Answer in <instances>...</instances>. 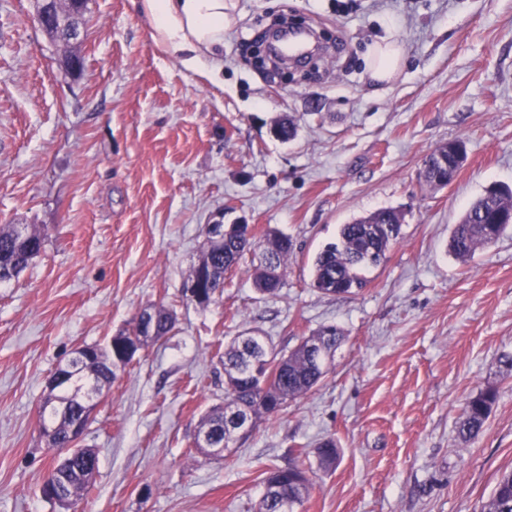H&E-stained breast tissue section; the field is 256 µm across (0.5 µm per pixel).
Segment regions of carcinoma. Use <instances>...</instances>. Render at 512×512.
I'll return each instance as SVG.
<instances>
[{
    "label": "carcinoma",
    "mask_w": 512,
    "mask_h": 512,
    "mask_svg": "<svg viewBox=\"0 0 512 512\" xmlns=\"http://www.w3.org/2000/svg\"><path fill=\"white\" fill-rule=\"evenodd\" d=\"M73 0H55L50 4L56 23H64L73 15L85 17L89 11V0H82L78 11L72 10ZM512 211V188L496 187L493 191L474 201L465 211L459 224L455 225L448 240V253L458 260L471 257L481 247L496 243L511 224L500 223V217ZM402 214L393 208H381L349 224L340 225L336 242L324 246L314 257L311 286L325 295L352 294L364 288L368 279L365 272L379 266L386 252L397 242ZM18 225H0V285L19 278L30 263L44 250L46 233L38 224L24 225V233L17 232ZM263 248V258L276 263L281 270L287 269L288 256L293 252L292 240L286 235H270L260 244L248 239L246 229L235 224L224 234V246L205 251L201 258L203 268L210 280V288L224 290V275L237 267L243 257ZM254 285L262 294L273 295L281 282L271 280L265 266L254 268ZM267 337L259 334L236 337L224 348V406L212 409L204 415L198 431L209 430L219 438H225L228 412L236 409L241 415H250L255 421L276 417L289 403L310 392L326 375L327 370L319 364L306 344H300L286 355L269 349L272 355L267 375L262 379L252 376L250 357L264 352ZM308 340L319 345L331 357L344 340L343 332L335 326L320 329ZM86 367L91 376L77 377L71 385L55 395L59 406L51 412L41 411V419L49 420L55 427L53 436L47 439L51 449H59L68 441V426L71 418L81 409L82 391L97 380L112 383V351L98 348L95 358ZM496 393L484 391L466 403L458 434L464 439L476 437L483 429ZM320 466L336 465L339 450L333 439L324 440L316 448ZM75 469L69 477V494L74 501L81 500L90 479L86 478L84 463H74ZM265 490L261 497L259 512H295L296 507L308 498L311 482L306 472L298 465L276 468L268 472L264 480ZM482 512H512V471L504 472L485 502Z\"/></svg>",
    "instance_id": "carcinoma-1"
}]
</instances>
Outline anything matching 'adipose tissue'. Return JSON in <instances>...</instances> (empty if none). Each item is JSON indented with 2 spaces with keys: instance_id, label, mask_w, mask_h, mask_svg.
Returning a JSON list of instances; mask_svg holds the SVG:
<instances>
[{
  "instance_id": "obj_1",
  "label": "adipose tissue",
  "mask_w": 512,
  "mask_h": 512,
  "mask_svg": "<svg viewBox=\"0 0 512 512\" xmlns=\"http://www.w3.org/2000/svg\"><path fill=\"white\" fill-rule=\"evenodd\" d=\"M156 46L187 68L217 74L215 49L233 22V0H138Z\"/></svg>"
}]
</instances>
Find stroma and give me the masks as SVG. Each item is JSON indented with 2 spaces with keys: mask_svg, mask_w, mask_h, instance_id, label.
Instances as JSON below:
<instances>
[{
  "mask_svg": "<svg viewBox=\"0 0 512 512\" xmlns=\"http://www.w3.org/2000/svg\"><path fill=\"white\" fill-rule=\"evenodd\" d=\"M235 3L211 78L155 46L134 0H90L67 47L34 0H0V225L48 229L0 286V512H66L40 493L56 460L40 431L48 380L150 304L175 327L87 425L99 467L77 512H257L267 473L293 463L312 480L298 512H480L512 469V232L463 262L447 246L486 188L512 186V0ZM284 12L328 45L316 78L246 53ZM385 42L405 63L378 84L368 64ZM456 139L454 183L421 182L424 157ZM387 207L404 215L400 238L367 286L312 288L340 225ZM209 224L292 239L276 296L256 290L249 253L209 306L185 298ZM328 325L345 340L316 387L232 453L196 451L202 415L224 402L225 343L256 330L286 354ZM489 388L482 431L461 441L466 401ZM326 438L340 451L330 469L315 454Z\"/></svg>",
  "mask_w": 512,
  "mask_h": 512,
  "instance_id": "stroma-1",
  "label": "stroma"
}]
</instances>
